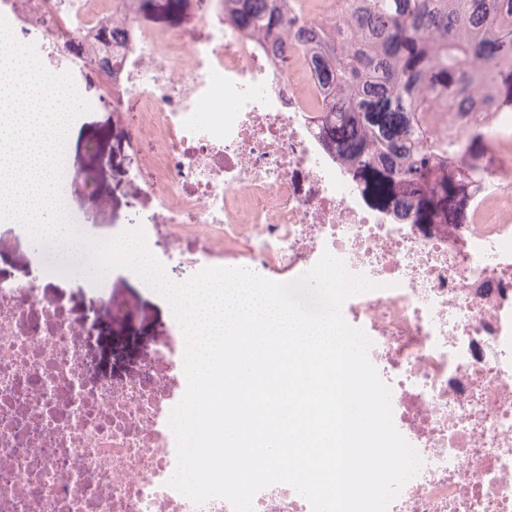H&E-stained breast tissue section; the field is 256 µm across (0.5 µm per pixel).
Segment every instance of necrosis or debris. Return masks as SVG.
Wrapping results in <instances>:
<instances>
[{
	"label": "necrosis or debris",
	"mask_w": 512,
	"mask_h": 512,
	"mask_svg": "<svg viewBox=\"0 0 512 512\" xmlns=\"http://www.w3.org/2000/svg\"><path fill=\"white\" fill-rule=\"evenodd\" d=\"M51 4L71 38L128 34L123 102L156 143L158 221L209 235L225 266L263 277L300 276L328 251L374 282L342 314L369 337L421 460L387 512H512V173L489 170L456 223H411L358 188L316 131L321 90L302 56L274 64L225 26L224 0H209L200 38L115 22L117 0ZM94 307L70 319L44 285L0 274V512H233L169 484L182 351L150 345L101 376L84 343L99 317L121 336L133 316L105 289ZM253 506L311 512L283 483Z\"/></svg>",
	"instance_id": "4bbe7bcc"
}]
</instances>
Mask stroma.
I'll list each match as a JSON object with an SVG mask.
<instances>
[{"label":"stroma","instance_id":"stroma-1","mask_svg":"<svg viewBox=\"0 0 512 512\" xmlns=\"http://www.w3.org/2000/svg\"><path fill=\"white\" fill-rule=\"evenodd\" d=\"M205 10L200 0H179L171 7L168 0H151L145 23L176 34L198 31ZM72 79L80 95L92 101L90 112L76 118V134L66 144V162L62 168L65 210L70 223L90 239H108L130 224H154L157 198L148 191L132 193L127 188L130 168L141 178L154 173L155 144L152 137L139 131L128 113L104 102L100 76L90 70L73 72ZM155 238L166 242L172 233L168 224H154ZM177 246L182 261L166 265L168 278L176 283L196 273L195 258L211 250L204 234L183 235ZM65 266V273L54 280L51 298L71 314L82 315L92 306L93 284L78 273L79 257L65 259L52 253L47 244L34 241L26 230L0 222V272L24 273L36 280L45 279L51 265ZM117 297L134 302L135 330L143 342H162L172 329L171 307L159 293L139 277L116 269L105 278Z\"/></svg>","mask_w":512,"mask_h":512}]
</instances>
